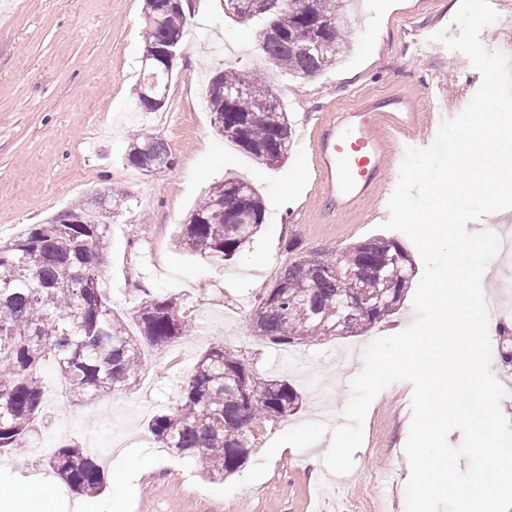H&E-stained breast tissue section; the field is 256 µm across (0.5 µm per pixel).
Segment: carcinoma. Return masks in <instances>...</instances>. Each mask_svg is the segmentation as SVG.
I'll return each instance as SVG.
<instances>
[{
    "label": "carcinoma",
    "instance_id": "carcinoma-1",
    "mask_svg": "<svg viewBox=\"0 0 512 512\" xmlns=\"http://www.w3.org/2000/svg\"><path fill=\"white\" fill-rule=\"evenodd\" d=\"M146 0L145 46L184 37L182 8ZM336 0H290L275 15V34L262 40L267 62L311 79L336 64L347 49L336 25ZM173 70L143 66V113L160 107ZM209 107L219 134L265 164L288 154V114L264 74L236 70L209 80ZM127 160L144 172L173 166L163 139L140 132L131 138ZM112 195L96 207L84 203L32 224L9 245H0V454L27 447L36 416L45 408L41 370L54 362L79 400L95 399L136 386L142 372L138 340L108 304L106 267ZM262 201L247 182L229 178L214 184L194 209L179 245L203 258L231 260L259 231ZM412 272L409 255L395 241L374 238L340 253L299 257L285 267L254 310L252 332L279 346L312 338L365 331L396 310ZM140 334L157 347L188 335L192 324L174 296L153 297L139 309ZM298 391L284 380L262 376L222 344L206 350L180 385L176 405L151 417L148 428L162 447L189 454L210 478H225L248 460L258 433L268 423L294 414ZM47 466L77 494L99 493L104 473L83 448L63 444Z\"/></svg>",
    "mask_w": 512,
    "mask_h": 512
}]
</instances>
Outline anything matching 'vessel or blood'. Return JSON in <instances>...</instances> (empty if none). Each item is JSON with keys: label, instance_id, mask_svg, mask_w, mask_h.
I'll list each match as a JSON object with an SVG mask.
<instances>
[{"label": "vessel or blood", "instance_id": "1", "mask_svg": "<svg viewBox=\"0 0 512 512\" xmlns=\"http://www.w3.org/2000/svg\"><path fill=\"white\" fill-rule=\"evenodd\" d=\"M441 121V113L423 111L401 91L329 103L307 132L313 196L332 217L361 211L371 221L385 215L396 150L426 148L423 130Z\"/></svg>", "mask_w": 512, "mask_h": 512}]
</instances>
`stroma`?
Here are the masks:
<instances>
[{
	"label": "stroma",
	"instance_id": "stroma-1",
	"mask_svg": "<svg viewBox=\"0 0 512 512\" xmlns=\"http://www.w3.org/2000/svg\"><path fill=\"white\" fill-rule=\"evenodd\" d=\"M192 9L166 106L141 121L166 143L172 169L146 173L125 158L134 93L144 51V0H0V245L31 224L98 191L125 194L112 216L104 272L107 298L131 334L149 297L173 295L195 323L179 342L143 344L138 385L83 404L71 400L52 364H44L46 407L33 441L53 448L74 443L92 452L106 480L131 475L128 495L112 489L77 495L58 480L44 458L0 457V494L24 492L30 477L53 485L55 512H312L317 499L337 501L339 512H380L389 502L405 508L410 464L405 454L413 417L414 386L395 382L372 401L355 467L330 475L322 462L331 438L299 450L281 447L267 474L229 496L212 494V480L191 459L156 443L149 419L179 399V385L196 358L221 343L261 374L285 379L301 394L295 415L267 427L250 456L261 461L270 443L309 422L341 425L349 382L363 367L374 339L397 334L414 320V290L399 308L358 336H336L295 347L252 336L250 315L260 298L297 256L337 251L357 242L397 240L423 273L420 254L402 232L360 223L358 216H323L320 204L299 209L310 188L304 171L310 147L304 126L320 107L349 100L358 89L397 87L450 116L461 114L478 89L467 56L438 46L416 55L404 31L425 37L458 34L451 20L460 0H350L344 21L348 49L313 79L269 69L256 43L264 17L238 21L225 0H186ZM235 68L265 74L292 127L286 160L270 166L216 132L206 104L215 72ZM227 178L251 183L265 207L264 223L233 259L206 263L179 246L180 226L209 188ZM296 250H289V243Z\"/></svg>",
	"mask_w": 512,
	"mask_h": 512
}]
</instances>
